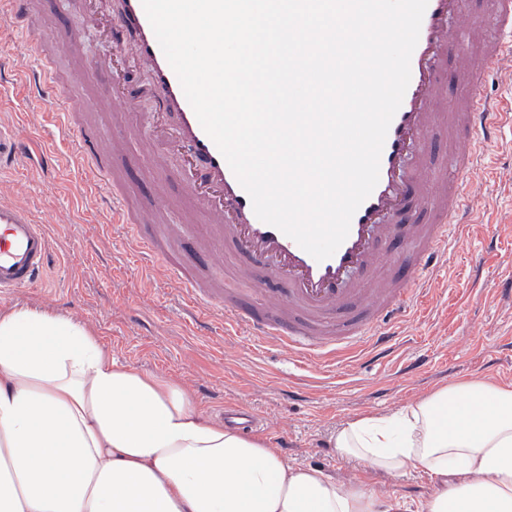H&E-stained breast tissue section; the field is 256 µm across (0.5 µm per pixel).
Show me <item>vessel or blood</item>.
<instances>
[{"label":"vessel or blood","mask_w":512,"mask_h":512,"mask_svg":"<svg viewBox=\"0 0 512 512\" xmlns=\"http://www.w3.org/2000/svg\"><path fill=\"white\" fill-rule=\"evenodd\" d=\"M461 2L428 0L410 82L381 153L379 181L354 214L345 241L320 262L256 217L249 195L187 101L142 0H116L119 43L145 71L156 114L170 120L166 133L153 125L142 130L145 152L156 169L182 181L193 201L185 222L213 227L198 268L220 269L244 258L260 269L263 299L249 306L235 292L200 281L164 235L143 232L166 196L134 202L116 162L121 140H113L111 151L101 149L84 125L83 105L54 64L42 61L21 77L30 94L51 91V117L74 141L89 182L112 192L113 223L131 226L139 260L179 284L199 324L218 319L225 332L245 328L251 341L274 345L301 367H322L363 344L385 347L430 296L433 273L465 246L463 230L475 218L463 202V182L484 173L485 146L498 143L504 127L512 128V113L486 91L490 76L512 79V69L501 67L512 58V0H490V16L471 15L457 26ZM450 69L461 89L452 97L442 88ZM441 127L455 143L451 182L429 165L433 134ZM50 249L45 227L30 208L0 202L1 293L42 283ZM274 284L283 285L281 297H272Z\"/></svg>","instance_id":"1"}]
</instances>
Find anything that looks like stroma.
<instances>
[{
	"label": "stroma",
	"instance_id": "obj_1",
	"mask_svg": "<svg viewBox=\"0 0 512 512\" xmlns=\"http://www.w3.org/2000/svg\"><path fill=\"white\" fill-rule=\"evenodd\" d=\"M40 24L81 34L83 53L115 63L114 75L87 71L74 83L94 132L104 146L124 134L119 158L142 201L164 193L179 209L191 205L182 183L153 173L138 141L136 127L153 121L154 105L136 111L96 99V83H113L136 92L146 74L116 60V45L104 26L73 11L69 0H39ZM49 98L14 91L0 103V142L29 140L31 155L0 172V201L29 206L46 225L53 251L46 280L13 294H0V308L42 303L69 313L89 326L117 362L142 373L168 378L189 388L197 407L216 419L224 404L255 410L269 423L262 439L293 466L321 469L334 478L366 485L370 492L395 497L407 512L428 499L435 487L423 471L400 475L366 469L338 456L333 432L368 414L391 415L434 389L466 380L512 385V298L499 296L498 281L512 273V150L489 147L494 174L467 184L469 199L491 202L494 238L470 236L467 248L440 270V289L408 321L399 340L384 353L354 357L328 369H305L280 351L251 347L244 335L225 336L221 325H193L172 283L148 277L134 267L122 225L111 223L102 190L91 189L81 166L69 165L75 146L55 127L44 126ZM52 162L38 164L40 153Z\"/></svg>",
	"mask_w": 512,
	"mask_h": 512
}]
</instances>
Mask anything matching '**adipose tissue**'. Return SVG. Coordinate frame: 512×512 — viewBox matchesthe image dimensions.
<instances>
[{
	"instance_id": "obj_1",
	"label": "adipose tissue",
	"mask_w": 512,
	"mask_h": 512,
	"mask_svg": "<svg viewBox=\"0 0 512 512\" xmlns=\"http://www.w3.org/2000/svg\"><path fill=\"white\" fill-rule=\"evenodd\" d=\"M332 443L367 469L439 482L416 512H512L510 386H443ZM400 510L203 417L184 387L118 364L67 313L0 309V512Z\"/></svg>"
}]
</instances>
